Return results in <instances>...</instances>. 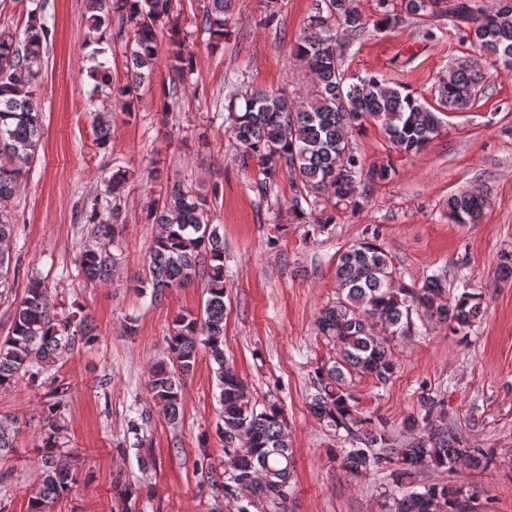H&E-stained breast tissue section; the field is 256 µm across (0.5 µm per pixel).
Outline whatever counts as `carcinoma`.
<instances>
[{
  "label": "carcinoma",
  "mask_w": 512,
  "mask_h": 512,
  "mask_svg": "<svg viewBox=\"0 0 512 512\" xmlns=\"http://www.w3.org/2000/svg\"><path fill=\"white\" fill-rule=\"evenodd\" d=\"M505 2L506 6L487 11L477 0H378L382 17L373 21L356 0H313L312 14L292 47V54L315 78L306 104L296 106L283 95L253 89L239 75L228 83L224 96V125L242 159L253 158L262 169L258 191L268 193L283 169L296 191L294 212L299 222L332 224L334 210L341 205L363 209L367 194L359 188L389 178L391 166L366 164L351 145L353 130L372 121L400 152L417 155L425 150L441 132L442 113L465 111L483 93L489 75L486 64H499L512 74V0ZM230 5L231 0H207L203 29L212 48L231 34ZM171 9L172 0H89V30H101L116 15L133 34L122 95L150 79L160 38L171 23ZM43 10L40 4L28 11L22 35L0 30V243L14 235L7 206L42 138L43 113L33 87L50 34L41 22ZM438 13L468 25L465 35L474 55L450 67L449 79L437 86L435 102L377 75L344 77L337 30L356 35L370 25L395 27L407 17ZM173 44L178 49L172 51L168 95L176 97L192 56L181 49L180 41ZM93 132L98 146L109 143L112 124L107 114H95ZM206 204L205 197L175 181L150 210V219L161 232L151 247L149 278L142 281V288H152L156 297L166 288H179L202 276L207 298L200 312L181 314L173 321L167 359L151 366L147 392L168 420L176 422L183 411V381L195 371L199 347L207 348L221 406L216 432L224 443V472L208 470L211 484L235 503L237 512H287L294 474L288 423L278 403L261 408L253 403L244 381L224 357V237L209 223ZM486 207L487 196L481 193L448 197V216L458 224L479 223ZM117 210L112 207V221H101L97 205H92L88 223L93 244L76 262L77 277L86 283L105 281L114 265L107 244L115 237ZM336 286V300L322 307L316 318L317 334L332 345L336 357L314 370L311 410L351 438V447L341 449L350 473L386 470L408 485L409 493L394 498L392 512H466L470 500L481 495L479 489L426 482L423 473L484 468L492 455L448 431L444 400L431 393L420 396V412L403 421L409 439L401 441L382 417L359 410L347 378L369 376L387 384L397 370L391 343L413 327L412 312L420 311L458 334L482 317V295L465 284L458 295H449L441 273L417 287L397 282L387 253L374 240L359 242L338 256ZM88 335L86 318L77 312H57L44 281L30 278L11 331L0 338V388L23 379L38 381L74 348L76 337ZM66 391L58 385L51 392L56 401L47 405L51 436L46 448L57 447V410ZM72 481L70 457L45 455L28 512H51Z\"/></svg>",
  "instance_id": "1"
}]
</instances>
